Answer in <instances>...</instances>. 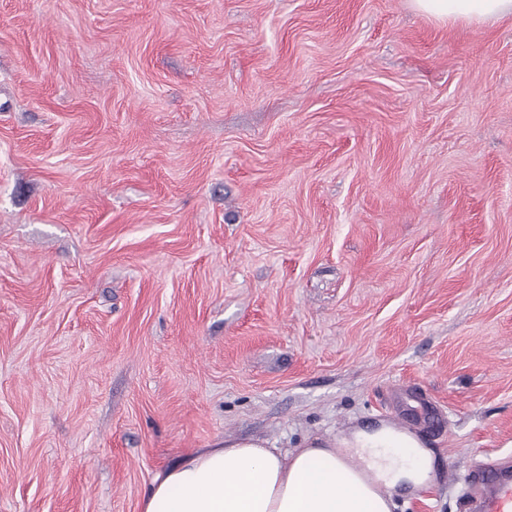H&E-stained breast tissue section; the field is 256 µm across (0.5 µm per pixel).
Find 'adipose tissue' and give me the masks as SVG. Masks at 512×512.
<instances>
[{
  "label": "adipose tissue",
  "mask_w": 512,
  "mask_h": 512,
  "mask_svg": "<svg viewBox=\"0 0 512 512\" xmlns=\"http://www.w3.org/2000/svg\"><path fill=\"white\" fill-rule=\"evenodd\" d=\"M420 15L448 23H493L512 0H410ZM433 456L410 431L358 427L337 447L289 453L241 439L201 449L158 473L141 512H393L396 488L432 479Z\"/></svg>",
  "instance_id": "obj_1"
}]
</instances>
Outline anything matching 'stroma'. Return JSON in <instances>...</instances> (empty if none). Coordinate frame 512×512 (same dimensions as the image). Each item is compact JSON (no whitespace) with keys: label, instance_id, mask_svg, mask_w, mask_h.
<instances>
[{"label":"stroma","instance_id":"stroma-1","mask_svg":"<svg viewBox=\"0 0 512 512\" xmlns=\"http://www.w3.org/2000/svg\"><path fill=\"white\" fill-rule=\"evenodd\" d=\"M428 397L395 512L512 460V18L410 0H0V512ZM420 15L442 23H494L512 16V0H410Z\"/></svg>","mask_w":512,"mask_h":512}]
</instances>
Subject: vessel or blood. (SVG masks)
<instances>
[{
    "mask_svg": "<svg viewBox=\"0 0 512 512\" xmlns=\"http://www.w3.org/2000/svg\"><path fill=\"white\" fill-rule=\"evenodd\" d=\"M395 415L414 427L431 431L444 425L433 403L422 398L400 403ZM464 481L470 489L464 499L466 512H512V462L493 461L473 468Z\"/></svg>",
    "mask_w": 512,
    "mask_h": 512,
    "instance_id": "1",
    "label": "vessel or blood"
}]
</instances>
